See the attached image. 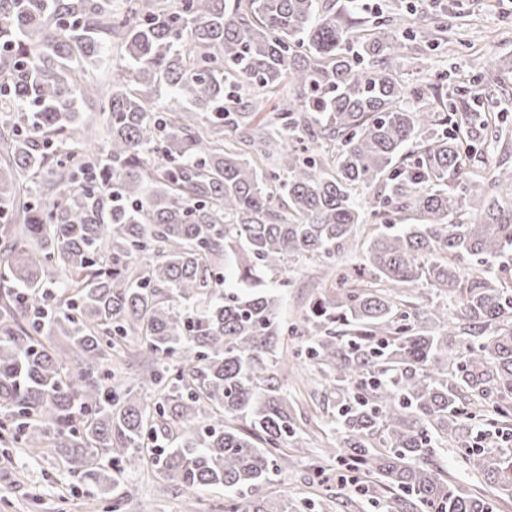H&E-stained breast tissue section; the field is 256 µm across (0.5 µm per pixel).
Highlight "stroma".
Here are the masks:
<instances>
[{
    "label": "stroma",
    "mask_w": 512,
    "mask_h": 512,
    "mask_svg": "<svg viewBox=\"0 0 512 512\" xmlns=\"http://www.w3.org/2000/svg\"><path fill=\"white\" fill-rule=\"evenodd\" d=\"M413 5L418 6L423 23L447 18L449 42L433 52L419 40H403L399 51L412 57L413 63L401 67L400 80L426 88L442 74L446 77L444 87L449 90L459 78L483 71L485 63H492V70L485 71L489 73L499 118L488 127L490 147L474 168L490 177L498 166L512 167V0H362L354 19L367 26L379 8L405 9ZM287 276L289 286L280 316L291 323L299 319L311 299L317 274L311 263L299 262L289 264ZM279 359L278 370L288 375L291 407L307 446L298 451L294 468L265 486L264 495L273 499L317 497L319 489L310 481V466L317 461L332 477L329 512H373L366 505L347 507L352 491L334 479L337 464L328 454L339 445L338 436L330 428L333 394L319 384L299 388L298 379L308 376L309 368L297 356L294 342L281 346ZM438 460L451 483L486 495L494 504V512H512V500H501L478 474L467 470L455 449L440 453ZM125 482L129 491L125 512H224V492L220 489L186 492L172 487L163 492L145 467L129 471ZM111 508V496L68 473L52 457L27 461L15 449L0 446V512H110Z\"/></svg>",
    "instance_id": "stroma-1"
}]
</instances>
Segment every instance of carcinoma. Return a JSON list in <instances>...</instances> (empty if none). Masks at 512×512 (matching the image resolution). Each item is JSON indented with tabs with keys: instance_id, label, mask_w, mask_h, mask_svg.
Wrapping results in <instances>:
<instances>
[{
	"instance_id": "1",
	"label": "carcinoma",
	"mask_w": 512,
	"mask_h": 512,
	"mask_svg": "<svg viewBox=\"0 0 512 512\" xmlns=\"http://www.w3.org/2000/svg\"><path fill=\"white\" fill-rule=\"evenodd\" d=\"M374 29L332 0H0V439L111 489L112 512L144 464L224 489V512H323L262 493L305 443L276 374L289 336L336 394L329 454L359 498L493 512L436 465L448 446L512 498V170L468 168L477 80L441 114L398 77L401 38L432 49L443 25L379 11ZM113 51L90 150V77ZM358 251L356 274L336 264ZM295 258L335 293L287 326Z\"/></svg>"
}]
</instances>
